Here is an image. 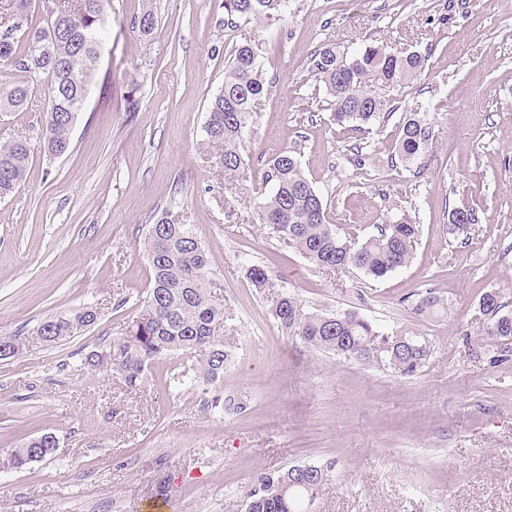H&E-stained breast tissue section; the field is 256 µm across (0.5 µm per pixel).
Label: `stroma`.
Segmentation results:
<instances>
[{
  "mask_svg": "<svg viewBox=\"0 0 512 512\" xmlns=\"http://www.w3.org/2000/svg\"><path fill=\"white\" fill-rule=\"evenodd\" d=\"M148 9L145 36L133 23ZM100 39L60 158L39 148L46 75L0 72L31 88L0 114V144L33 147L24 184L0 199V336L21 342L0 360V454L46 431L60 441L53 458L0 470V512H151L163 477L167 512H245L261 475L303 464L330 469L311 512H512V340H486L478 311L491 291L512 308V0H288L271 19L228 18L224 0H110ZM326 43L416 51L426 69L385 91L389 120L339 126L310 64ZM246 44L270 92L240 141L244 168L228 175L203 126ZM407 112L434 125L415 173L391 165ZM285 147L340 234L418 224L409 263L380 280L324 271L269 234L257 212L273 186L257 157ZM463 207L478 216L465 239L448 222ZM161 218L194 225L210 254L229 362L193 387L173 381L179 358L158 360L133 391L83 358L122 338L145 300L142 242ZM251 262L306 310L354 311L380 335L425 341V364L402 376L305 347L247 280ZM429 292L443 312L413 314ZM81 307L97 313L90 329L40 339L41 321Z\"/></svg>",
  "mask_w": 512,
  "mask_h": 512,
  "instance_id": "stroma-1",
  "label": "stroma"
}]
</instances>
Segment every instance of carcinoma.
<instances>
[{"label":"carcinoma","mask_w":512,"mask_h":512,"mask_svg":"<svg viewBox=\"0 0 512 512\" xmlns=\"http://www.w3.org/2000/svg\"><path fill=\"white\" fill-rule=\"evenodd\" d=\"M106 0H58L47 7L43 23L24 31L19 45L15 29L0 33V68L26 74L43 73L50 79L49 101L41 148L50 157L70 151L71 129L85 105L98 71L97 36ZM288 9V0H224L229 17L278 16ZM312 71L331 97L336 124L371 125L385 118L388 100L382 91L414 79L424 70L425 57L417 52L394 53L369 45L355 56L325 44L312 56ZM30 89L20 83L0 84V111L21 108ZM268 92L257 54L249 45L235 49L224 71V86L209 102L203 127L205 140L224 146L220 162L224 173L244 165L238 141L249 126L255 104ZM432 124L417 112L405 114L398 125V161L410 168L428 148ZM31 146L23 137L0 144V199L13 194L25 181ZM264 179L274 192L259 206V222L288 247L297 250L319 269L343 271L355 268L380 279L409 262L418 225L407 218L380 227L378 235L359 243L339 234L327 205L304 175L296 152L283 148L264 163ZM477 223L475 212L454 208L449 213L452 230L468 236ZM150 269V291L125 336L103 348L105 362L97 353L84 364L95 370L112 371L125 386L138 388L146 367L155 360L180 355L189 369L177 381L192 386L207 385L224 376L229 354L224 336V305L213 299L220 282L211 269L208 251L190 224H172L165 219L149 225L143 241ZM246 278L259 292H269L275 283L264 266L245 267ZM440 300L432 294L413 306L418 315H436ZM487 316L485 336L491 341L512 339V312L505 310L496 292L480 301ZM270 314L285 333L305 345L338 356L371 361L378 359L402 375L415 373L429 350L415 336H381L373 325L353 311L315 313L304 309L291 295L279 293ZM97 321V313L79 308L66 317H49L37 333L43 341L57 344L84 331ZM59 440L44 433L8 451L0 463L21 469L56 455ZM330 468L294 466L276 475L261 476L259 486L247 493L246 512H308Z\"/></svg>","instance_id":"carcinoma-1"}]
</instances>
